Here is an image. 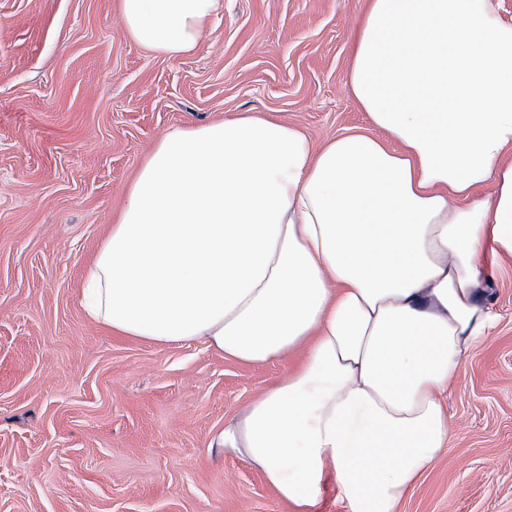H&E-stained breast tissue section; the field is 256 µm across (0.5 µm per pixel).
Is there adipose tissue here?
<instances>
[{
    "label": "adipose tissue",
    "mask_w": 512,
    "mask_h": 512,
    "mask_svg": "<svg viewBox=\"0 0 512 512\" xmlns=\"http://www.w3.org/2000/svg\"><path fill=\"white\" fill-rule=\"evenodd\" d=\"M220 7L120 0L125 35L169 59ZM347 84L369 125L319 144L260 114L163 134L85 275L113 331L296 357L215 438L295 512L329 483L347 512H398L447 455L448 386L512 258V12L367 0Z\"/></svg>",
    "instance_id": "obj_1"
}]
</instances>
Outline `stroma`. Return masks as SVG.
<instances>
[{"mask_svg":"<svg viewBox=\"0 0 512 512\" xmlns=\"http://www.w3.org/2000/svg\"><path fill=\"white\" fill-rule=\"evenodd\" d=\"M366 0H223L198 49L128 39L118 0H0V512H293L217 448L289 371L112 333L86 267L159 136L241 112L314 143L363 127L346 81ZM493 336L448 388L450 452L399 512H512V259Z\"/></svg>","mask_w":512,"mask_h":512,"instance_id":"35a3bbf8","label":"stroma"}]
</instances>
